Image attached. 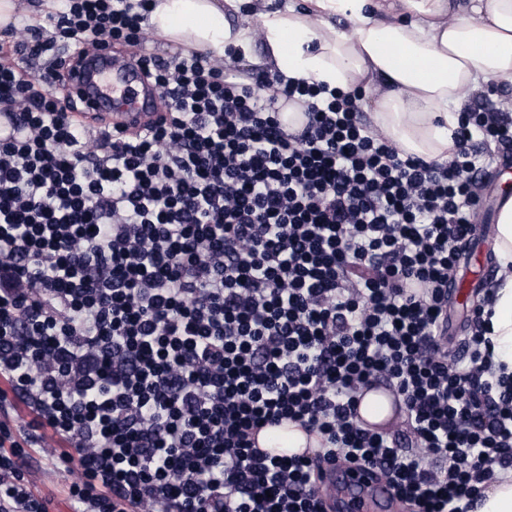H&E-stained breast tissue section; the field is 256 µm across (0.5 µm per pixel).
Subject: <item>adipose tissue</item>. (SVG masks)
Listing matches in <instances>:
<instances>
[{
	"mask_svg": "<svg viewBox=\"0 0 512 512\" xmlns=\"http://www.w3.org/2000/svg\"><path fill=\"white\" fill-rule=\"evenodd\" d=\"M157 0L150 26L188 50H232L272 73L331 89L381 86L374 120L409 154L447 160L470 93L512 87V0ZM241 15L232 25L226 12ZM347 28L334 26V18ZM262 55L254 53L255 37ZM503 269L490 317L494 361L512 376V198L494 227Z\"/></svg>",
	"mask_w": 512,
	"mask_h": 512,
	"instance_id": "adipose-tissue-1",
	"label": "adipose tissue"
}]
</instances>
